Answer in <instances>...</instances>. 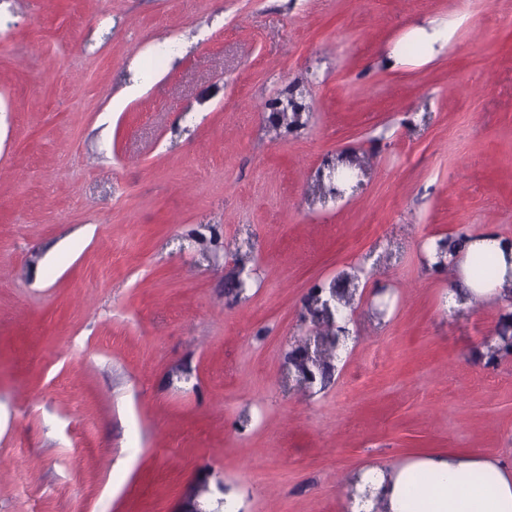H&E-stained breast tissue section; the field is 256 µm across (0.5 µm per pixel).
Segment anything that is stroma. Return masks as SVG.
I'll list each match as a JSON object with an SVG mask.
<instances>
[{
	"mask_svg": "<svg viewBox=\"0 0 512 512\" xmlns=\"http://www.w3.org/2000/svg\"><path fill=\"white\" fill-rule=\"evenodd\" d=\"M340 153L367 175L328 202ZM486 229L512 239V0H0V512H346L375 463L512 461L502 312L422 260ZM362 260L386 315L285 386L310 288ZM451 28L448 23H432L429 28H417L412 30L406 37V43L417 46V53L411 55L416 60L425 61L429 58L435 44L448 42Z\"/></svg>",
	"mask_w": 512,
	"mask_h": 512,
	"instance_id": "1",
	"label": "stroma"
}]
</instances>
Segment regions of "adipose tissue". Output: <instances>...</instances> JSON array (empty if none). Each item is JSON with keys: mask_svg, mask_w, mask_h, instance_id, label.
<instances>
[{"mask_svg": "<svg viewBox=\"0 0 512 512\" xmlns=\"http://www.w3.org/2000/svg\"><path fill=\"white\" fill-rule=\"evenodd\" d=\"M423 255L429 268L446 261L456 270L464 300L512 306V240L494 232L466 237L438 257L435 242ZM490 260L476 273L474 261ZM354 512H512V469L480 455H424L389 467H371L356 483Z\"/></svg>", "mask_w": 512, "mask_h": 512, "instance_id": "ef3b65f1", "label": "adipose tissue"}]
</instances>
